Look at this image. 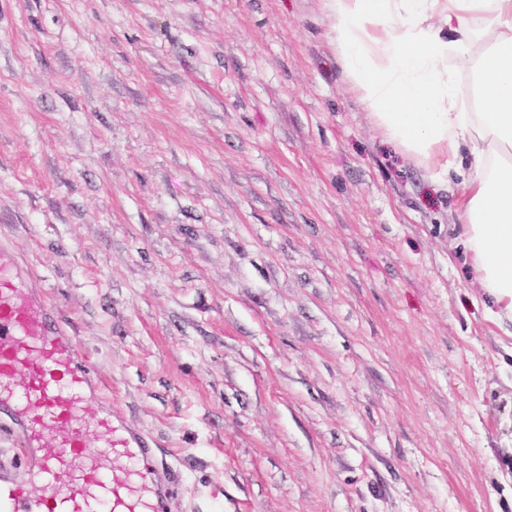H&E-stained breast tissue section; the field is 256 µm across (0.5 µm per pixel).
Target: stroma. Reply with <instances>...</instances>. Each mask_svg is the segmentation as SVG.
<instances>
[{"instance_id":"1","label":"stroma","mask_w":512,"mask_h":512,"mask_svg":"<svg viewBox=\"0 0 512 512\" xmlns=\"http://www.w3.org/2000/svg\"><path fill=\"white\" fill-rule=\"evenodd\" d=\"M322 0H0V240L165 512H512V337Z\"/></svg>"}]
</instances>
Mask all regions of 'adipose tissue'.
I'll return each mask as SVG.
<instances>
[{
	"instance_id": "obj_1",
	"label": "adipose tissue",
	"mask_w": 512,
	"mask_h": 512,
	"mask_svg": "<svg viewBox=\"0 0 512 512\" xmlns=\"http://www.w3.org/2000/svg\"><path fill=\"white\" fill-rule=\"evenodd\" d=\"M376 129L434 173L465 172L457 230L488 318L512 323V0H324ZM493 43L475 46L481 26ZM469 72L473 95L457 81Z\"/></svg>"
}]
</instances>
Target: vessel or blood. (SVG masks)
<instances>
[{"instance_id": "vessel-or-blood-1", "label": "vessel or blood", "mask_w": 512, "mask_h": 512, "mask_svg": "<svg viewBox=\"0 0 512 512\" xmlns=\"http://www.w3.org/2000/svg\"><path fill=\"white\" fill-rule=\"evenodd\" d=\"M99 390L44 293L0 274V415L19 435L28 473L0 474V512H162L170 488L157 478L150 436L108 407L80 415Z\"/></svg>"}]
</instances>
